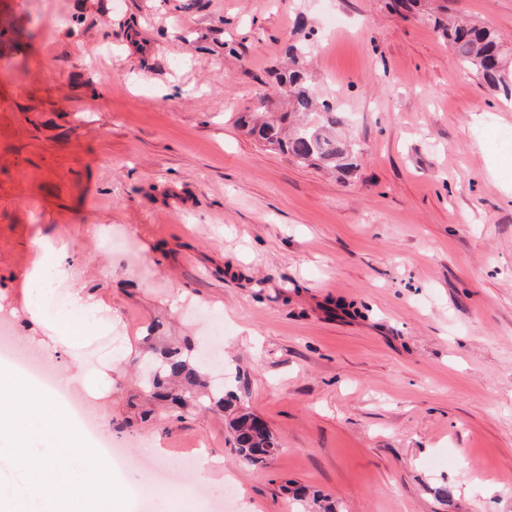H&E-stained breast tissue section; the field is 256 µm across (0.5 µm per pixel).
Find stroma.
Wrapping results in <instances>:
<instances>
[{
    "label": "stroma",
    "instance_id": "obj_1",
    "mask_svg": "<svg viewBox=\"0 0 512 512\" xmlns=\"http://www.w3.org/2000/svg\"><path fill=\"white\" fill-rule=\"evenodd\" d=\"M442 11L512 44V0H0V324L78 372L148 512H302L298 487L337 512H512V96L458 64ZM311 31L348 174L237 123L285 111L273 73ZM37 237L111 309L71 347L24 303ZM206 348L278 444L263 466L225 414L143 389Z\"/></svg>",
    "mask_w": 512,
    "mask_h": 512
}]
</instances>
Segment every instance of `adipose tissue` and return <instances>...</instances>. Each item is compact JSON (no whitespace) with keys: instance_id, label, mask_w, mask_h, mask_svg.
<instances>
[{"instance_id":"obj_1","label":"adipose tissue","mask_w":512,"mask_h":512,"mask_svg":"<svg viewBox=\"0 0 512 512\" xmlns=\"http://www.w3.org/2000/svg\"><path fill=\"white\" fill-rule=\"evenodd\" d=\"M37 251L50 255V267L34 265L27 273L22 288L29 304L43 312L58 332L66 339L74 340L83 336L88 319L108 314L110 308L103 299H95L81 292L82 269L72 257L66 243L52 239H35ZM65 283L70 300L59 305L53 300L54 282Z\"/></svg>"}]
</instances>
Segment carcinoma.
<instances>
[{
	"instance_id": "cac0c4a2",
	"label": "carcinoma",
	"mask_w": 512,
	"mask_h": 512,
	"mask_svg": "<svg viewBox=\"0 0 512 512\" xmlns=\"http://www.w3.org/2000/svg\"><path fill=\"white\" fill-rule=\"evenodd\" d=\"M433 26L462 66L475 72L488 85L512 92V67L494 31L467 21L448 22L437 18ZM306 54V45H294L289 51L291 66L277 77L279 92L288 99L291 111L272 120L244 119L242 124L264 145L291 156L299 164L349 169L355 148L336 139L341 112L335 102L317 96L305 65ZM175 381L187 391L207 387L200 367L191 358L174 352L159 361L147 386L157 398L183 403L185 399L170 388ZM252 417L251 412L238 411L232 414L229 426L236 454L243 462L255 466L266 463L275 454L277 444L267 429L248 425Z\"/></svg>"
}]
</instances>
